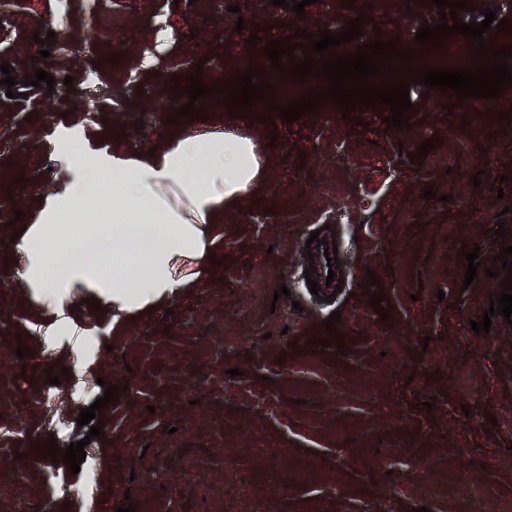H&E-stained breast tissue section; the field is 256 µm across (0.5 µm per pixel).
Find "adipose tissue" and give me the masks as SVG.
Returning <instances> with one entry per match:
<instances>
[{
	"mask_svg": "<svg viewBox=\"0 0 512 512\" xmlns=\"http://www.w3.org/2000/svg\"><path fill=\"white\" fill-rule=\"evenodd\" d=\"M63 153L61 185L14 240L37 320L56 335L75 329L80 296L108 300L117 321L203 281L215 216L254 193L265 169L255 141L235 134L180 136L142 159L113 156L107 182L98 178L100 156L77 144ZM175 194L186 209L171 204ZM107 197L108 210L101 206ZM62 258L64 272L51 275Z\"/></svg>",
	"mask_w": 512,
	"mask_h": 512,
	"instance_id": "ef3b65f1",
	"label": "adipose tissue"
}]
</instances>
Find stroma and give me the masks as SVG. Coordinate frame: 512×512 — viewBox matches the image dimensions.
Masks as SVG:
<instances>
[{"label": "stroma", "mask_w": 512, "mask_h": 512, "mask_svg": "<svg viewBox=\"0 0 512 512\" xmlns=\"http://www.w3.org/2000/svg\"><path fill=\"white\" fill-rule=\"evenodd\" d=\"M232 4L266 42L337 33L362 15L359 43L396 37L418 52L417 31L440 17L431 0H314L301 19L273 5L257 13L251 0H13L0 63L15 74L31 59L74 82L65 100L12 99L0 86V458L14 462L0 472V512L31 496L39 512L127 501L136 512H512V326L498 313L489 332L470 327L502 290L486 268L512 246V85L478 111L454 91L411 85L402 129L387 126L386 108L270 124L230 116L211 96L196 102L204 120L174 122L186 102L177 80L237 74L239 33L215 29ZM51 31L79 51L40 57ZM164 33L155 67L131 81ZM184 132L250 135L267 155L261 188L219 218L208 278L118 326L81 298L78 334H40L13 219L54 190L58 149L135 157ZM428 139L434 148L417 157ZM324 224L344 280L329 303L304 277L306 240ZM473 249L482 270L468 285ZM369 269L380 313L361 287ZM21 343L30 356L17 357ZM108 383L118 398L97 412L105 427L91 440L77 418ZM52 439L85 441L78 474L35 452ZM159 461L165 474L144 480Z\"/></svg>", "instance_id": "obj_1"}]
</instances>
